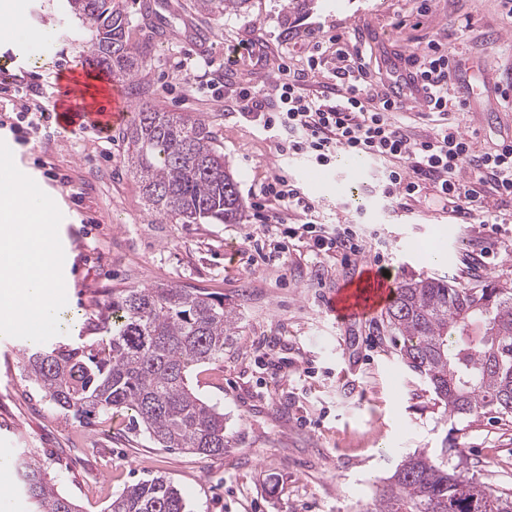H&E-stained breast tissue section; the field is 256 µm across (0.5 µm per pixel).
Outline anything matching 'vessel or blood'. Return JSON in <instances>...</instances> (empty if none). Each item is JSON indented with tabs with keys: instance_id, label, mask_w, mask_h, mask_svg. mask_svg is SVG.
<instances>
[{
	"instance_id": "b4317fda",
	"label": "vessel or blood",
	"mask_w": 512,
	"mask_h": 512,
	"mask_svg": "<svg viewBox=\"0 0 512 512\" xmlns=\"http://www.w3.org/2000/svg\"><path fill=\"white\" fill-rule=\"evenodd\" d=\"M91 75V70L86 69L67 76L63 91L66 105L53 112V118L59 127L66 130L86 127L104 133L110 127L124 123L132 117L131 107L125 103L117 89L100 100L96 111L85 110L86 83ZM392 75L395 97L402 100L406 107L421 108L424 95L422 91L411 86L401 67L393 66ZM356 271L355 281L326 296V309L337 320L367 318L385 306L392 294L393 281L385 277L377 265L363 260L357 263Z\"/></svg>"
}]
</instances>
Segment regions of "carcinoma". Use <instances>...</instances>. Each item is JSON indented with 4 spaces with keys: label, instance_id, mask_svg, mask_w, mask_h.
Here are the masks:
<instances>
[{
    "label": "carcinoma",
    "instance_id": "carcinoma-1",
    "mask_svg": "<svg viewBox=\"0 0 512 512\" xmlns=\"http://www.w3.org/2000/svg\"><path fill=\"white\" fill-rule=\"evenodd\" d=\"M87 41L89 59L113 78L134 79L147 51L130 42L122 0H66ZM248 0H195L214 16ZM128 158L149 212L176 224H238L245 203L204 120L184 112L139 110L126 129ZM383 322L397 355L423 378L449 416L485 415L512 424V288L493 281L454 285L410 278L396 285ZM110 336L71 345L33 346L27 381L75 419L125 413L161 448L220 456L224 413L188 384L196 366L224 357L236 313L224 298L177 285L112 294ZM406 456L366 512H512V488L462 472L464 449ZM17 471L34 512H79L44 464L22 457ZM107 512H186L180 489L159 475L127 487Z\"/></svg>",
    "mask_w": 512,
    "mask_h": 512
}]
</instances>
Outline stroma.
<instances>
[{
    "mask_svg": "<svg viewBox=\"0 0 512 512\" xmlns=\"http://www.w3.org/2000/svg\"><path fill=\"white\" fill-rule=\"evenodd\" d=\"M172 2L153 18L141 12L139 0H123L130 41L147 45L149 58L122 92L134 108L150 105L206 120L247 205L241 223L155 220L131 173L122 127L102 135L55 125L27 143L12 131L23 88H39V106L51 109L50 94L65 69L89 63L63 34L64 0H0V11L20 13L39 35L24 43L0 35V68L8 73L0 89V140L18 169L56 198L63 215L64 312L77 327L63 329L58 341L98 336L113 292L126 288H202L237 311V334L223 358L190 373L193 389L223 411L228 449L204 456L161 448L124 415L79 422L23 379L28 340L0 336V477L8 482L0 512H31L16 471L24 455L45 462L57 490L80 512H106L113 496L156 475L181 490L188 512H364L406 455L448 444L464 449L468 474L512 488L511 426L449 418L396 355L382 314L342 323L325 310V294L352 278L354 268L301 243L280 258L243 247L244 237L260 226L255 203L263 183L283 172L305 181L315 163L281 157L259 126L229 109L236 88H271L282 65L306 68L317 49L321 66L307 91L334 82L331 36L360 47L374 69L390 58L409 61L435 39L474 64L478 93L452 116L483 149L512 128L487 109L499 100V85L512 81V19L498 0H428L424 13L416 0H250L246 10L221 17L194 8L193 0ZM196 56L213 67L201 78V90L189 91L177 63ZM327 172L308 189L322 222L373 226L365 255L380 258L394 281L512 284V239L480 217L457 223L431 196L404 207L385 205L370 175L357 183L354 198L339 185L338 163ZM433 246L447 249L448 259L432 260ZM483 249L495 260L472 271V258ZM271 346L307 375L265 364L262 353Z\"/></svg>",
    "mask_w": 512,
    "mask_h": 512,
    "instance_id": "1",
    "label": "stroma"
}]
</instances>
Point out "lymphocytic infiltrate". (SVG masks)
I'll use <instances>...</instances> for the list:
<instances>
[{
    "label": "lymphocytic infiltrate",
    "instance_id": "lymphocytic-infiltrate-1",
    "mask_svg": "<svg viewBox=\"0 0 512 512\" xmlns=\"http://www.w3.org/2000/svg\"><path fill=\"white\" fill-rule=\"evenodd\" d=\"M332 41L338 61L335 83L311 95L303 90L305 74L282 67L274 92L253 85L236 90L240 117L262 126L284 154L311 157L322 166L340 152L383 163L378 192L387 201L411 200L431 189L448 203L458 223L479 214L492 230H501L507 222L504 209L512 205V138L502 137L480 151L472 136L454 125L449 82L460 63L447 47L428 41L412 63L409 78L426 95L424 117L430 124L429 133L415 139L400 117L398 101L389 96L373 100L362 50L337 35ZM260 196L303 216V223L284 228V237L336 254L345 264L362 253L356 232L322 223L303 187L287 176L271 177Z\"/></svg>",
    "mask_w": 512,
    "mask_h": 512
}]
</instances>
